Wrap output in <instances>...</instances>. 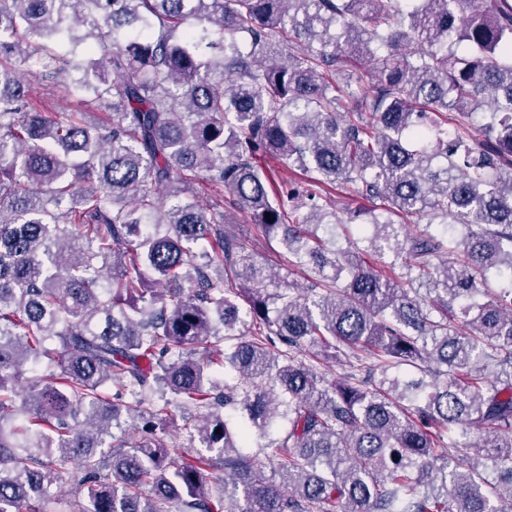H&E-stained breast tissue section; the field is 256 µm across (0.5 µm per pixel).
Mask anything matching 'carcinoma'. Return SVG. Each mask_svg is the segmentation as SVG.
<instances>
[{
  "label": "carcinoma",
  "instance_id": "cac0c4a2",
  "mask_svg": "<svg viewBox=\"0 0 512 512\" xmlns=\"http://www.w3.org/2000/svg\"><path fill=\"white\" fill-rule=\"evenodd\" d=\"M71 460L69 512H512V0H0V512ZM35 73L36 76L31 77L28 81L31 88V94L33 96L47 97L50 104L55 106L57 109L76 110L80 108L78 98L65 93L60 88L57 90L48 89L46 86H44V84L47 83L41 79L37 72ZM234 225L236 230L240 233L243 242L248 252L256 253L258 260L265 261L266 267H270L272 272L278 273L280 278L288 283H297L305 285V275L301 273L288 274V271L280 265L276 255L271 250V245L275 248L277 246L274 242H269L268 237L262 232V230L255 224H247L241 215L234 216ZM263 257V258H261ZM283 285L282 287H287Z\"/></svg>",
  "mask_w": 512,
  "mask_h": 512
}]
</instances>
